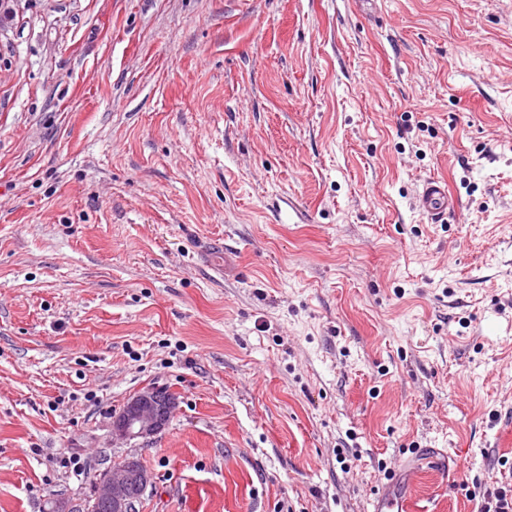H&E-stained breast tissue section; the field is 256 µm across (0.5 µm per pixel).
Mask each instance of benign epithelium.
I'll return each instance as SVG.
<instances>
[{"instance_id": "benign-epithelium-1", "label": "benign epithelium", "mask_w": 512, "mask_h": 512, "mask_svg": "<svg viewBox=\"0 0 512 512\" xmlns=\"http://www.w3.org/2000/svg\"><path fill=\"white\" fill-rule=\"evenodd\" d=\"M175 394L151 386L130 396L112 417V438L132 441L152 437L169 424L176 409ZM153 483L152 473L134 456H127L99 474L94 491L108 512H134Z\"/></svg>"}]
</instances>
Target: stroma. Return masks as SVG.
Returning <instances> with one entry per match:
<instances>
[{"mask_svg":"<svg viewBox=\"0 0 512 512\" xmlns=\"http://www.w3.org/2000/svg\"><path fill=\"white\" fill-rule=\"evenodd\" d=\"M11 5L0 512H84L128 455L140 512L512 484V0ZM150 385L170 423L113 441ZM416 206L424 214L442 220L455 211L456 200L448 192V184L441 178H430L424 182L416 197Z\"/></svg>","mask_w":512,"mask_h":512,"instance_id":"35a3bbf8","label":"stroma"}]
</instances>
